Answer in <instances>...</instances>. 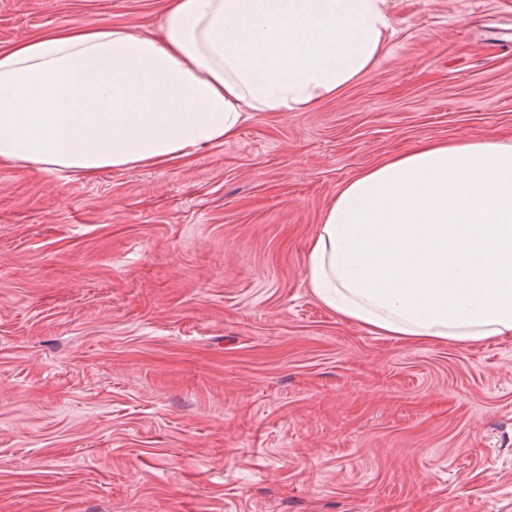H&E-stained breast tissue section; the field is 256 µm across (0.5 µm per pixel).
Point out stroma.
<instances>
[{
    "label": "stroma",
    "instance_id": "stroma-1",
    "mask_svg": "<svg viewBox=\"0 0 512 512\" xmlns=\"http://www.w3.org/2000/svg\"><path fill=\"white\" fill-rule=\"evenodd\" d=\"M165 0H0V49ZM376 66L188 160L0 162V512H512V337L404 343L314 297L341 186L512 145V0H400Z\"/></svg>",
    "mask_w": 512,
    "mask_h": 512
}]
</instances>
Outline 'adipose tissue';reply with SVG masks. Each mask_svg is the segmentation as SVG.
Returning <instances> with one entry per match:
<instances>
[{
	"label": "adipose tissue",
	"mask_w": 512,
	"mask_h": 512,
	"mask_svg": "<svg viewBox=\"0 0 512 512\" xmlns=\"http://www.w3.org/2000/svg\"><path fill=\"white\" fill-rule=\"evenodd\" d=\"M393 0H168L160 35L65 26L0 49V160L86 176L233 139L371 71ZM314 295L401 341L512 336V146L425 141L337 193Z\"/></svg>",
	"instance_id": "1"
}]
</instances>
